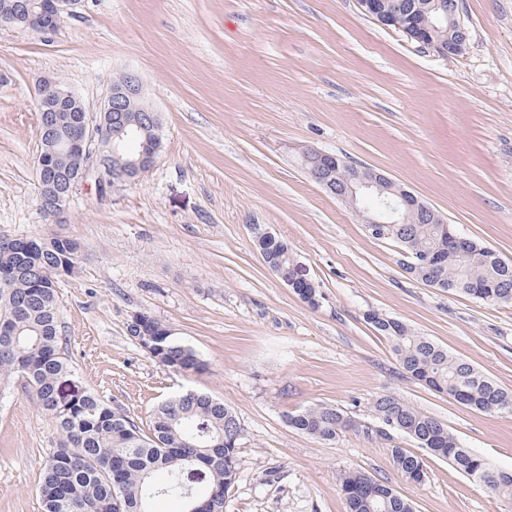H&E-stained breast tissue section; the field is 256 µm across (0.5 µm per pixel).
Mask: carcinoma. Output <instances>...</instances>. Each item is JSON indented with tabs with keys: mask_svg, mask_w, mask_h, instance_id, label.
Segmentation results:
<instances>
[{
	"mask_svg": "<svg viewBox=\"0 0 512 512\" xmlns=\"http://www.w3.org/2000/svg\"><path fill=\"white\" fill-rule=\"evenodd\" d=\"M55 116L64 130L77 122L82 99L65 101ZM55 167L61 177L75 172L76 160L63 152ZM417 266L406 269L414 279L435 282L488 305L509 297L512 305V261L489 247L468 243L472 262L463 267L452 257L438 224H406L387 231ZM260 253L269 257L274 273L290 274L294 257L279 237L253 233ZM78 244L69 238L21 239L0 246V386L21 382L41 408L57 422L62 440L47 461L39 486L42 512H152L157 497L184 503L183 512H224V492L234 485L243 428L235 412L210 396H175L153 412L148 429L141 428L118 404L79 386L64 349L58 280L76 272ZM434 253L447 265L421 264ZM294 292L315 307V284H297ZM367 322L392 344L400 366L411 378L446 393L457 402L488 414L512 413V390L421 336L405 323L377 312ZM133 339L159 365L179 373H197L204 361L192 347L179 342L171 330L148 314L141 327L127 325ZM73 387L68 396L61 387ZM370 408L377 433L394 431L440 456L460 474L483 487L490 496L512 501V471L491 467L448 432L438 419L392 394L376 396ZM288 424L302 434L332 441L357 424L339 407L316 404L288 415ZM404 477L417 482L426 476L422 456L405 448L391 449ZM339 490L347 512H414L412 503L392 487L361 471L340 477Z\"/></svg>",
	"mask_w": 512,
	"mask_h": 512,
	"instance_id": "obj_1",
	"label": "carcinoma"
}]
</instances>
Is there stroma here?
<instances>
[{"label":"stroma","mask_w":512,"mask_h":512,"mask_svg":"<svg viewBox=\"0 0 512 512\" xmlns=\"http://www.w3.org/2000/svg\"><path fill=\"white\" fill-rule=\"evenodd\" d=\"M470 31L443 58L364 16L357 0H78L42 35L0 24V237L64 236L78 271L57 294L84 389L141 427L164 400H223L244 429L226 512H346L339 478L362 470L415 512H512L446 459L407 480L369 404L392 394L442 421L492 467L512 470V414H484L411 379L367 323H406L512 389V306L412 279L401 248L307 173L315 148L384 172L463 236L512 260V0H458ZM137 72L164 149L140 181L99 194L79 183L63 223L38 206L41 76L90 111ZM288 242L315 283L304 302L266 265L252 225ZM145 312L206 361L156 364L127 332ZM343 409L358 430L333 441L288 413ZM55 420L22 385L0 390V512H42L38 485Z\"/></svg>","instance_id":"stroma-1"}]
</instances>
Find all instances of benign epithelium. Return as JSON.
<instances>
[{
	"mask_svg": "<svg viewBox=\"0 0 512 512\" xmlns=\"http://www.w3.org/2000/svg\"><path fill=\"white\" fill-rule=\"evenodd\" d=\"M77 0H38L23 13L18 14L7 8L0 11V21L20 23L37 32L47 31L60 24L63 15ZM360 11L382 26L405 35L409 40L429 48L447 58L459 56L466 50L469 30L460 17L451 23L452 35L441 37L437 27L415 21L401 12L398 0H357ZM41 105L55 111L68 95L61 93L57 81L52 76H44L39 81ZM142 98L140 76L130 71L120 87H111L110 92L98 112H86L69 134L54 136L51 127H46L49 148L39 154L38 186L42 212L51 218H59L67 209L74 186L92 177L96 185L106 189L118 182H134L151 170L160 156L158 150H146L141 144L140 155L112 166V156L120 154L124 138L138 130L151 128L159 131V120L150 107L143 109L144 115L130 116L132 102ZM64 146L76 157L79 167L76 170L73 186L57 188L49 153ZM304 160L312 165L310 176L328 193L338 199H349L357 203L358 198H376L382 206L367 217L372 232L378 233L383 227L408 223V216L415 213L423 224H447L442 215L420 200L412 192L374 169L349 162L339 155L317 149L303 152Z\"/></svg>",
	"mask_w": 512,
	"mask_h": 512,
	"instance_id": "benign-epithelium-1",
	"label": "benign epithelium"
}]
</instances>
